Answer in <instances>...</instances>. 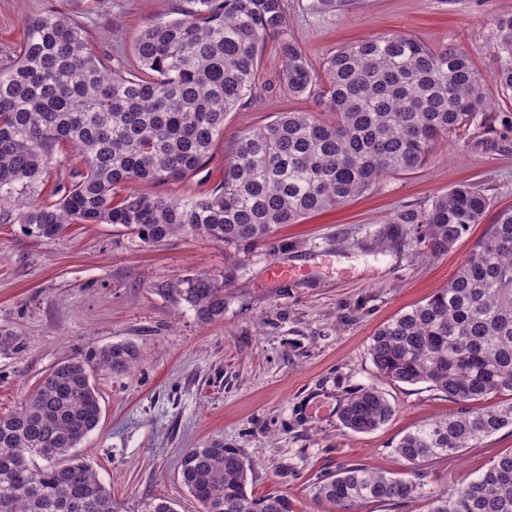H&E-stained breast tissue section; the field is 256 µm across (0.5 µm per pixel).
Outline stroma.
<instances>
[{
  "mask_svg": "<svg viewBox=\"0 0 512 512\" xmlns=\"http://www.w3.org/2000/svg\"><path fill=\"white\" fill-rule=\"evenodd\" d=\"M312 0H284L290 33L313 65L350 42L402 30L425 43L466 50L494 101L489 122H475L434 147L414 172L389 174L345 206L274 233L279 252L227 247L194 236L147 245L110 224H73L58 237L26 234L16 199L0 201V414L61 360L91 348L130 343L127 371L97 372L98 428L79 447L111 488L121 512L170 500L176 512H200L181 482L185 449L211 440L239 449L254 465L249 488L278 492L295 512H324L313 487L350 465L414 479L394 446L422 421L456 412L428 384L380 377L368 346L379 325L436 293L483 238L496 214L512 208V102L499 100L488 46L495 19L512 0H347L315 10ZM63 0H0V67L16 57L27 19ZM186 0H85L74 11L98 56L112 68L135 65L134 42L149 23L176 18ZM256 95L231 112L206 169L181 183L139 185L142 193L181 199L215 186L233 143L278 113L316 110L295 97L275 46L256 70ZM460 182L490 200L476 224L441 255L428 254L415 225L379 248L374 239L398 212L421 210ZM302 268L278 283L267 270ZM233 268L224 318L198 320L172 289L176 280ZM363 387L377 388L392 419L354 433L340 409ZM512 451L503 429L457 457L426 463L423 480L443 490L473 481L495 456Z\"/></svg>",
  "mask_w": 512,
  "mask_h": 512,
  "instance_id": "1",
  "label": "stroma"
}]
</instances>
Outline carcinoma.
<instances>
[{
    "label": "carcinoma",
    "instance_id": "obj_1",
    "mask_svg": "<svg viewBox=\"0 0 512 512\" xmlns=\"http://www.w3.org/2000/svg\"><path fill=\"white\" fill-rule=\"evenodd\" d=\"M178 17L148 25L134 44L136 71L108 67L74 15L48 10L26 21L17 57L0 71V197L24 200L17 221L39 239L70 224H115L146 244L191 235L226 246L265 245L274 231L335 209L387 175L422 167L433 147L493 108L467 51L432 47L393 31L345 45L322 73L288 34L283 0H187ZM278 37L288 87L314 97L327 121L281 112L241 135L208 193L171 200L140 193L142 182H182L205 169L224 119L255 96V71ZM501 95L512 97V13L489 37ZM82 169L58 199L41 195L53 160L68 148ZM489 199L473 183L394 215L384 243L414 224L431 254L448 251L483 223ZM232 271L201 272L172 285L203 322L224 319ZM388 381L426 383L461 408L424 421L394 446L410 464L451 459L512 428V209L500 212L448 285L383 324L368 348ZM125 343L59 362L0 415V512H120L111 490L76 448L99 424L95 371L134 365ZM490 405L483 406L481 402ZM395 407L359 389L340 421L355 433L386 424ZM253 464L219 440L186 449L183 484L201 512H294L279 493L248 491ZM315 498L329 512H359L424 497L428 512H512V452L470 484L433 491L421 482L360 466L328 476Z\"/></svg>",
    "mask_w": 512,
    "mask_h": 512
}]
</instances>
